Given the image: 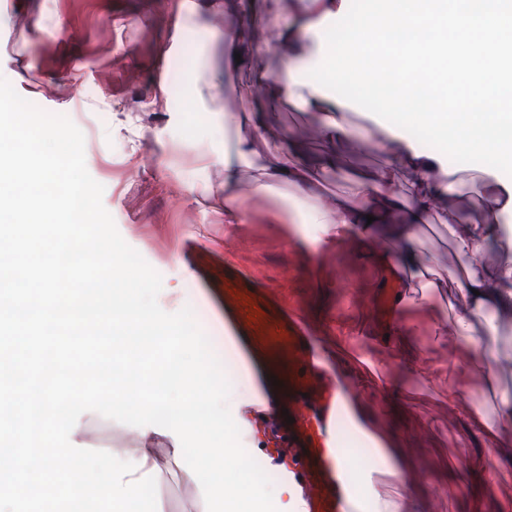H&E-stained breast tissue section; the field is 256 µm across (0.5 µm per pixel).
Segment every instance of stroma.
<instances>
[{"mask_svg": "<svg viewBox=\"0 0 512 512\" xmlns=\"http://www.w3.org/2000/svg\"><path fill=\"white\" fill-rule=\"evenodd\" d=\"M0 9V77L40 109L68 117L84 136L86 168L123 239L162 277L157 302L195 336L194 362L231 386L234 407L262 389L224 340L211 281L235 262L284 305L299 310L332 350L357 424L336 421L353 512H512V464L492 473L490 442L473 422L486 399L468 347L440 336L444 302L401 303L380 318L393 277L379 248L325 242L295 231L279 195L224 213V116L253 103L252 70L223 76L224 18L209 0H14ZM165 106L153 123L140 112ZM359 154L324 175L331 195L350 197L349 176L387 160L381 118L350 105ZM94 449L82 464L107 478L106 453L138 447L137 426L102 393L93 407L68 405ZM185 438L179 470L218 481L222 466L268 455L251 426ZM372 488V496L359 486Z\"/></svg>", "mask_w": 512, "mask_h": 512, "instance_id": "obj_1", "label": "stroma"}]
</instances>
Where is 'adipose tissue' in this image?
<instances>
[{
    "instance_id": "obj_1",
    "label": "adipose tissue",
    "mask_w": 512,
    "mask_h": 512,
    "mask_svg": "<svg viewBox=\"0 0 512 512\" xmlns=\"http://www.w3.org/2000/svg\"><path fill=\"white\" fill-rule=\"evenodd\" d=\"M219 8L231 23L224 32V71L237 69L241 58L278 57L283 47L291 53L290 58L280 59L278 71L255 69L256 105L224 119L225 128L233 132L232 149L224 154L225 213L237 212L242 193L265 196L285 184L292 190L288 207L294 223L314 225L318 236L332 242L346 237L384 241V265L404 271L432 291L454 289L457 302L449 307L450 322L459 340L471 347L472 360L492 393V408L503 425L491 440L494 448H501L506 428L512 426V388L500 383L494 368L501 353L497 325L512 320V250L504 249L489 259L484 249L512 238V225L500 221L512 211V181L484 174L478 199L469 200L450 190L456 170H449L447 177H435L438 158L422 154L401 132L385 127L379 133L388 153L385 167L359 172L353 180L352 199H339L334 207H327L320 170L334 167L344 154L357 153L362 142L345 118L344 105L304 76L306 68L321 59V52L306 55L302 48L325 20L344 11L345 0H289L287 7L261 20L255 17L253 0H220ZM264 99L314 112L313 127L323 145L322 154L309 155L300 136L272 131L260 107ZM276 139L284 142L283 150H271L270 143ZM433 221L447 231L461 263L443 270L422 257L419 233ZM108 312L113 335H154L168 353L182 352L193 343L179 322L146 306L136 289L113 296ZM481 321L487 324L483 333L476 328ZM161 366L152 355L132 358L126 346L113 349L112 395L125 416L137 423L140 446L113 452L112 470L103 483L76 466L91 451L77 442L80 422L55 414L60 386L38 383V422H30L26 401L10 403L7 416L0 419V443L8 447L0 454V473L10 477L7 493L13 512H45L57 498L55 480L61 475L67 478V493L96 499L104 512H125L127 501L138 495L142 485L167 482L184 453L183 436L202 427L223 429L225 418L233 414L231 398L225 387L213 386L210 371L197 364L184 366L174 390L164 392L155 382ZM209 386L216 392L214 406L185 416V405L196 404L200 391ZM161 406L167 408L172 423L164 432L150 424ZM163 434L171 446L162 452L156 439ZM182 478L197 488L194 512H213L218 502L223 503L224 512H264V490L256 484L243 485L230 468H223L216 484L201 482L191 471L183 472ZM31 484L40 485L42 494H28Z\"/></svg>"
}]
</instances>
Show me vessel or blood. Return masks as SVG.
<instances>
[{
    "label": "vessel or blood",
    "instance_id": "obj_1",
    "mask_svg": "<svg viewBox=\"0 0 512 512\" xmlns=\"http://www.w3.org/2000/svg\"><path fill=\"white\" fill-rule=\"evenodd\" d=\"M224 338L278 368L290 395L302 398L294 421L280 427L270 397L250 407L249 418L271 457L285 455L289 480L302 490L298 512H350L345 468L339 462L338 416H350L328 369L327 352L302 316L277 305L236 266L224 268Z\"/></svg>",
    "mask_w": 512,
    "mask_h": 512
}]
</instances>
